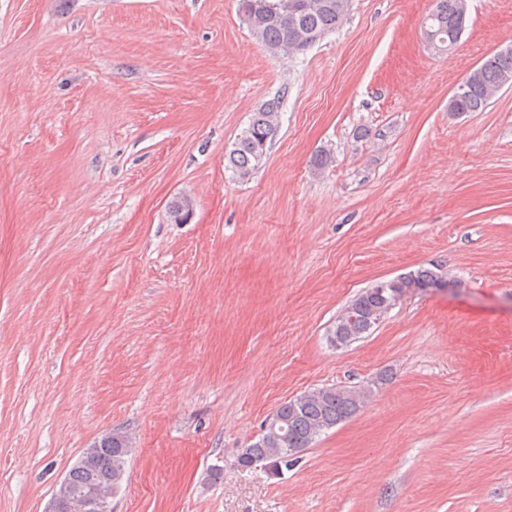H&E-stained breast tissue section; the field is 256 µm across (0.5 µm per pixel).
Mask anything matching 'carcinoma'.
Masks as SVG:
<instances>
[{"label":"carcinoma","instance_id":"cac0c4a2","mask_svg":"<svg viewBox=\"0 0 512 512\" xmlns=\"http://www.w3.org/2000/svg\"><path fill=\"white\" fill-rule=\"evenodd\" d=\"M238 11L253 36L274 55H294L310 48L306 36L323 38L340 27L348 11V0H239ZM461 33L458 0H438L428 15L424 37L439 51L454 46ZM512 84V54L496 52L476 68L466 89L448 102V111L459 114L481 112L491 104L504 84ZM281 98L265 101L253 112L227 155L228 166L239 179L250 177L266 161L273 131L279 128ZM191 199L176 197L168 205V218L183 223ZM448 281V270L441 264L422 267L389 280H380L364 289L348 304L353 313L338 320L331 336L363 337L375 327V318L389 311L393 300L405 287L427 288ZM368 386L360 389L342 386L313 388L281 404L283 441L267 435L242 449L237 463L243 468L254 461H265L280 471L290 465L299 449L311 445L327 430L350 419L371 396ZM133 453L131 438L115 431L94 443L56 490L59 512H81L88 496L111 502L126 473Z\"/></svg>","mask_w":512,"mask_h":512}]
</instances>
